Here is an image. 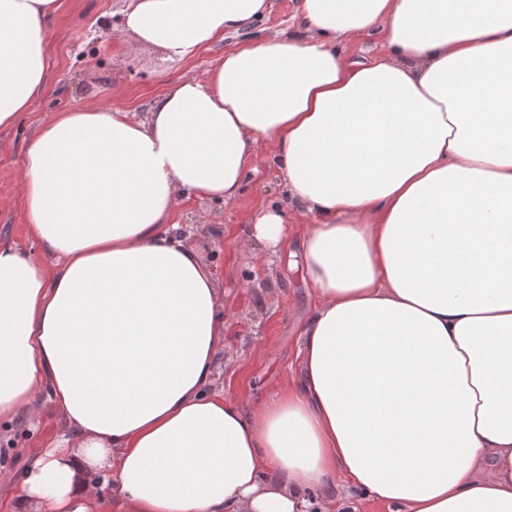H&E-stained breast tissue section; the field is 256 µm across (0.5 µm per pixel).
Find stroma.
<instances>
[{
	"label": "stroma",
	"instance_id": "1",
	"mask_svg": "<svg viewBox=\"0 0 512 512\" xmlns=\"http://www.w3.org/2000/svg\"><path fill=\"white\" fill-rule=\"evenodd\" d=\"M130 0H61L48 24L49 72L40 96L14 129L0 130V238L28 246L19 172L26 137L51 113L73 106L120 105L144 114L172 82L204 77L224 52L288 30L296 22L299 0H270L265 16L224 41L178 59L162 50L115 38ZM270 149L258 144L238 200L216 213L213 203L190 200L173 212L172 222L187 224L186 241L204 263L216 266L227 337L213 386L225 396L255 402L290 386L297 369L296 341L314 298L297 271L288 269V252L258 257L239 237L263 205L280 201L281 183L268 161ZM222 218V244L207 234L205 222ZM66 425L50 405L41 408L31 429L17 425L10 444L0 443V459L23 468L45 442Z\"/></svg>",
	"mask_w": 512,
	"mask_h": 512
}]
</instances>
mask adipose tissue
I'll use <instances>...</instances> for the list:
<instances>
[{
  "instance_id": "1",
  "label": "adipose tissue",
  "mask_w": 512,
  "mask_h": 512,
  "mask_svg": "<svg viewBox=\"0 0 512 512\" xmlns=\"http://www.w3.org/2000/svg\"><path fill=\"white\" fill-rule=\"evenodd\" d=\"M59 0H0V129L47 76ZM268 0H132L122 29L184 58ZM297 32L225 51L146 118L54 113L0 239V424L68 435L0 512H512V0H300ZM380 38L377 61L346 41ZM282 178L249 244L315 304L300 371L254 405L210 391L216 268L170 217L235 201L258 143ZM110 498H103V489Z\"/></svg>"
}]
</instances>
